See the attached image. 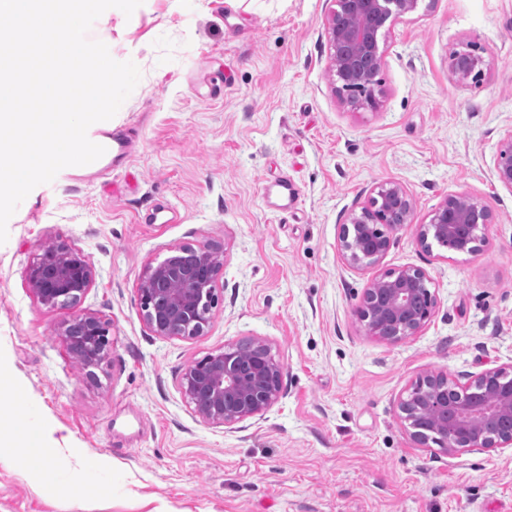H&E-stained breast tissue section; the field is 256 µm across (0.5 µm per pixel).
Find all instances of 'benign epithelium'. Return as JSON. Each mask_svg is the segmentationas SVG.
<instances>
[{
	"mask_svg": "<svg viewBox=\"0 0 512 512\" xmlns=\"http://www.w3.org/2000/svg\"><path fill=\"white\" fill-rule=\"evenodd\" d=\"M419 0H333L329 24L331 67L338 93L355 109L379 106L377 75L383 57L379 38L387 24L413 12ZM483 58L475 50L453 53L451 72L460 83L482 75ZM498 181L512 189V130L495 158ZM412 204L399 185L376 187L368 204L341 228L338 246L353 267L375 265L394 243L396 232L411 223ZM478 200L455 195L434 211L419 232L427 244L480 240L478 231L491 223ZM224 274L221 246L204 242L175 245L160 263L148 264L138 296L142 320L158 337L203 335L218 304V283ZM95 278L89 259L64 241H54L33 263L29 287L48 308L70 309L81 303ZM431 277L422 268L389 269L362 294L356 315L366 334L389 342L418 335L433 314L436 297ZM70 352L88 369L100 366L112 348L109 325L93 313L78 312L59 329ZM283 365L261 338L228 342L193 362L182 374L180 390L205 423L230 429L263 416L282 397ZM412 439L434 443L452 455L512 447V366L487 369L465 383L443 373L413 382L400 403Z\"/></svg>",
	"mask_w": 512,
	"mask_h": 512,
	"instance_id": "7a95c632",
	"label": "benign epithelium"
}]
</instances>
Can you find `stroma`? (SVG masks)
<instances>
[{
    "mask_svg": "<svg viewBox=\"0 0 512 512\" xmlns=\"http://www.w3.org/2000/svg\"><path fill=\"white\" fill-rule=\"evenodd\" d=\"M330 0H144L88 37L141 78L110 134L115 172L35 187L0 245V512H512V448L443 453L409 436L399 405L429 373L512 364V189L494 173L512 130V0H419L381 37L380 105L343 104L330 74ZM485 59L459 84L454 52ZM295 184L287 209L265 198ZM407 192L413 222L379 264L349 266L340 227L375 187ZM492 213L477 252L423 246L449 196ZM62 240L93 264L79 308L110 327L87 372L28 272ZM220 243L209 328L153 336L137 288L177 244ZM419 267L437 306L416 336L365 335L355 307L382 271ZM264 338L283 396L245 429L202 422L184 370L225 343ZM56 426L54 447L15 439Z\"/></svg>",
    "mask_w": 512,
    "mask_h": 512,
    "instance_id": "stroma-1",
    "label": "stroma"
}]
</instances>
